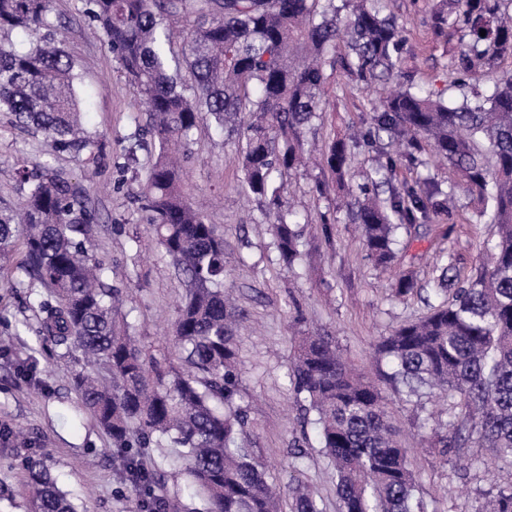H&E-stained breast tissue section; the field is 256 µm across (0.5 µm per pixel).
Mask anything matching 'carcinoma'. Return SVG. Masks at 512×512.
<instances>
[{
    "instance_id": "obj_1",
    "label": "carcinoma",
    "mask_w": 512,
    "mask_h": 512,
    "mask_svg": "<svg viewBox=\"0 0 512 512\" xmlns=\"http://www.w3.org/2000/svg\"><path fill=\"white\" fill-rule=\"evenodd\" d=\"M120 73L135 90L147 120L138 136L158 148L136 197L149 214L148 231L182 283L172 349L147 354L131 335L119 302L127 289L109 282L112 269L94 246L99 227L87 208V189L51 167L67 153L101 148L83 122L76 61L44 33L52 0H0V37L20 30L30 46L0 44V112L43 137L47 159L19 170L17 206L0 207V256L23 245L20 269L47 291L39 301L40 333L86 369L73 378L82 408L112 438V461L136 476L149 498L146 512H185L158 499L161 474L141 462L143 448H169L201 498L197 512H324L321 497L296 484L283 492L267 464L244 446L235 345L238 308L224 297V236L182 192L184 173L173 150L201 124L243 143V193L263 204L286 266L300 258V233L280 218L277 178L303 159L304 131L322 111L324 66L371 84L403 78L402 30L383 13L387 0H88ZM183 30L182 60L189 79L171 69V26ZM436 29L456 44L453 86L460 77L491 71L512 57V0H446ZM485 35H480V31ZM345 43L335 56L336 42ZM362 142L386 139L406 151L383 170L413 164L420 143L433 148L472 198L492 203L488 262L464 285L441 268L435 295L452 294L424 318L401 324L377 345L392 366L389 380L406 397L429 390L448 404L453 435L433 426L434 457L476 443L491 459L512 456V70L496 76L492 92L445 102L421 89L384 97L362 118ZM357 142L337 138L321 170L342 176ZM436 185L394 191L379 199L350 192L367 258L388 266L401 224L430 217ZM295 398L314 411L324 453L336 470L339 512H427L410 469L408 449L378 385L356 374L328 336H301L288 370ZM31 512H75L46 460L27 465ZM483 512H512V484L490 495Z\"/></svg>"
}]
</instances>
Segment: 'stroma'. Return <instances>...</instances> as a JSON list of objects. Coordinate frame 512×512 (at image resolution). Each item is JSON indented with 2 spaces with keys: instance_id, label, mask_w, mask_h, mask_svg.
Listing matches in <instances>:
<instances>
[{
  "instance_id": "obj_1",
  "label": "stroma",
  "mask_w": 512,
  "mask_h": 512,
  "mask_svg": "<svg viewBox=\"0 0 512 512\" xmlns=\"http://www.w3.org/2000/svg\"><path fill=\"white\" fill-rule=\"evenodd\" d=\"M438 3L391 0L388 9L404 30L406 69L414 83L444 93L452 79L454 46L437 33L432 10ZM51 22V36L81 65L84 123L106 145L101 159L62 154L54 164L72 180H84L88 206L100 226L96 253L131 289L132 298L123 310L141 345L151 351L166 345L165 331L183 290L162 252L145 258L130 242L133 232L148 227L147 215L138 210L134 198L147 178L149 152L139 151V164L128 172L123 189L113 187L127 137L144 124L146 115L104 34L85 13L83 0H53ZM325 75V110L304 133L312 150L344 136L379 98L402 87L394 81L369 88L330 67ZM239 151L237 141L198 127L187 146L182 187L186 198L224 236V286L241 312L236 347L254 452L278 484L303 483L321 496L326 512H338L336 471L321 451L314 426L300 425V410L289 389L292 338L310 328L331 337L343 356L381 387L413 450L410 467L428 512H448L452 504L461 512H482L490 492L512 484V462L490 463L489 450L477 446L465 451L471 461L468 469H459L452 460L435 461L426 446L425 429L437 411L434 397L402 398L387 379L390 364L374 354L380 337L428 313L438 267L454 261L464 277L486 262L484 244L491 226L481 217L480 205L454 188L455 177L446 161L432 149L422 150L416 165L397 168L393 185L415 187L431 181L452 191L453 203L402 233V246L390 269L376 267L365 257L360 230L345 201L349 188L385 164L395 148L359 144L351 169L329 181L325 194L315 190L321 177L317 168L302 167L283 176L286 209L306 219L300 227L302 258L290 270L279 260L262 207L241 190L243 173L235 162ZM40 157V136L0 115V204L20 196L17 167ZM23 255V248H16L10 262L0 267V343L8 348L0 356V427L25 431L30 444L19 448L0 441V512H28L26 460L31 455L46 458L77 512H139L137 484L113 468L112 440L81 408L72 386L83 367L80 354L65 353L38 333L36 297L19 268ZM402 278L411 279L414 289L394 296L392 288ZM297 443L304 456L296 462L289 452ZM143 463L163 474L156 496L176 494L186 507L197 506L185 477L166 457L150 450Z\"/></svg>"
}]
</instances>
